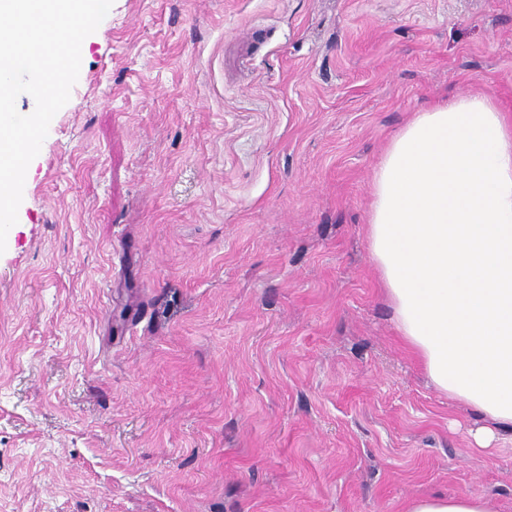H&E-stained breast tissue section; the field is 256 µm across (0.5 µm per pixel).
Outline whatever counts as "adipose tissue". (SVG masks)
Wrapping results in <instances>:
<instances>
[{
  "instance_id": "obj_1",
  "label": "adipose tissue",
  "mask_w": 512,
  "mask_h": 512,
  "mask_svg": "<svg viewBox=\"0 0 512 512\" xmlns=\"http://www.w3.org/2000/svg\"><path fill=\"white\" fill-rule=\"evenodd\" d=\"M368 243L402 341L470 408L488 448L512 436V118L486 95L415 113L374 175ZM406 512H499L471 495Z\"/></svg>"
}]
</instances>
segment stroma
<instances>
[{
	"label": "stroma",
	"instance_id": "stroma-1",
	"mask_svg": "<svg viewBox=\"0 0 512 512\" xmlns=\"http://www.w3.org/2000/svg\"><path fill=\"white\" fill-rule=\"evenodd\" d=\"M0 254V512H512L369 254L413 113L512 115V0H114ZM405 512H501L490 498L472 495L423 496L409 500Z\"/></svg>",
	"mask_w": 512,
	"mask_h": 512
}]
</instances>
